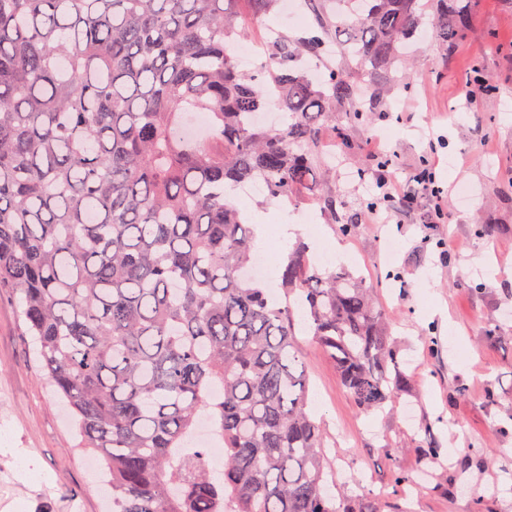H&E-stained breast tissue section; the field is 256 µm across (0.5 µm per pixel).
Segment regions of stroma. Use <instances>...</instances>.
I'll list each match as a JSON object with an SVG mask.
<instances>
[{
  "label": "stroma",
  "instance_id": "obj_1",
  "mask_svg": "<svg viewBox=\"0 0 512 512\" xmlns=\"http://www.w3.org/2000/svg\"><path fill=\"white\" fill-rule=\"evenodd\" d=\"M454 4L472 17L454 43L440 44L422 18L409 67L375 75L383 96L371 119L352 125L340 110L324 124L332 149L320 162L340 200L335 216L315 198L284 212L261 195L239 191L234 199L260 222L297 225L312 255L341 248L336 264L363 274L389 318L411 388L378 413L355 407L309 336L298 342L309 410L328 435L331 490L379 495L397 465L418 487L389 498L390 512H473L478 500L483 512H512V0ZM241 23L246 40L258 41L270 27L304 34L318 19L309 10L298 21L277 11ZM384 157L392 161L388 190L396 195L408 190L412 174L432 168L448 190L447 223H430L423 199L364 223L384 192L373 185ZM354 168L363 178H350ZM349 221L356 229L347 234ZM479 224L492 225V235H478ZM490 327L498 338L486 337ZM490 392L499 405L486 404ZM427 422L443 459L435 467L416 448ZM77 443L34 357L15 295L0 291V512H107L108 494ZM469 444L491 449V462L449 479V463ZM20 455L29 474L16 468Z\"/></svg>",
  "mask_w": 512,
  "mask_h": 512
}]
</instances>
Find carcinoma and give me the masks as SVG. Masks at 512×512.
<instances>
[{"label":"carcinoma","instance_id":"obj_1","mask_svg":"<svg viewBox=\"0 0 512 512\" xmlns=\"http://www.w3.org/2000/svg\"><path fill=\"white\" fill-rule=\"evenodd\" d=\"M426 2L358 0L336 26L344 65L315 82L297 60L321 52L324 22L268 42L254 71L233 55L241 11L280 0H0V289L112 512H383V495L329 488L295 314L365 412L409 387L387 319L362 275L321 269L301 241L274 301L246 275L254 234L232 192L262 180L268 201L313 195L336 216L320 130L371 103L347 70L400 62L426 7L443 44L469 26ZM272 88L277 129L254 120ZM186 112L208 116L203 137L183 135ZM203 417L224 448L217 482L191 444ZM408 482L390 470L391 493Z\"/></svg>","mask_w":512,"mask_h":512}]
</instances>
